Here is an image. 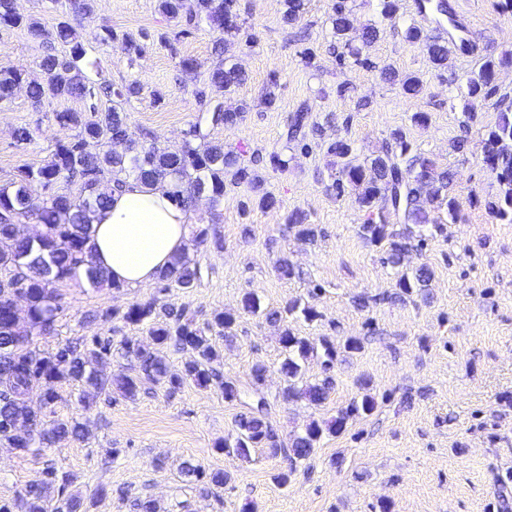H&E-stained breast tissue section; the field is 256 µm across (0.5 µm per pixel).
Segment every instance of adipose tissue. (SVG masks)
I'll use <instances>...</instances> for the list:
<instances>
[{
	"instance_id": "1",
	"label": "adipose tissue",
	"mask_w": 512,
	"mask_h": 512,
	"mask_svg": "<svg viewBox=\"0 0 512 512\" xmlns=\"http://www.w3.org/2000/svg\"><path fill=\"white\" fill-rule=\"evenodd\" d=\"M91 220L95 262L115 283L133 288L157 280L172 257L189 247L196 216L177 205L167 187L131 180Z\"/></svg>"
}]
</instances>
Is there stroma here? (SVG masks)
Instances as JSON below:
<instances>
[{
	"instance_id": "35a3bbf8",
	"label": "stroma",
	"mask_w": 512,
	"mask_h": 512,
	"mask_svg": "<svg viewBox=\"0 0 512 512\" xmlns=\"http://www.w3.org/2000/svg\"><path fill=\"white\" fill-rule=\"evenodd\" d=\"M334 0H307L295 26L283 21L284 0H240L245 34L229 39L216 55L218 37L209 26L173 43L159 33L173 31L156 0H96L95 16L78 30L87 60L99 63L113 82L135 77L144 90L127 106L135 137L150 134L162 149L182 142L206 107L195 89L221 59L238 64L247 80L232 104L246 108L237 125L215 127L225 146L262 155L257 172L264 191L280 201L263 210L245 184L227 185L219 206L201 197L194 210L198 232L209 221L224 238L222 252L194 247L201 267L198 287L158 294L155 283L114 290L84 283L63 287V310L51 333L33 344L50 351L66 341L101 336L139 338L140 329L118 327L106 310L136 300L160 297L183 305L198 320L235 309L245 292L263 306L280 308L298 299L320 314L309 322L291 317L299 336L360 338L363 347L339 353L335 388L318 409L285 402L278 371L283 351L277 331L251 314L241 315L236 337L221 342L227 375L247 381L254 364L268 368L263 390L273 405L271 420L281 436L301 431L311 420L334 416L359 399V382H371L376 410L349 419L344 432L324 436L316 452L299 462L288 484L276 476L283 458L252 449L249 459L218 452L217 441L230 435L239 406L219 390L185 384L176 393L154 386L136 400L105 391L84 408L79 388L62 386L57 417L87 425L90 438L27 453L0 445V500H12L49 465L71 472L66 495L91 500L90 512H130L135 498L156 500L160 512H512V224L498 223L487 207L499 184L484 164V138L505 106L512 104V63L501 65L496 92L466 112V86L486 54L512 56V14L499 0H459V21L470 47L450 55L445 70H435L405 31L435 27L416 18L412 0H398V11L379 21L377 0H349L355 27L380 23L378 39L366 49L368 65L340 61L341 44L331 24ZM142 36L144 50L127 59L101 44L102 26ZM42 49L26 31L0 29V61L19 70L26 82L42 80ZM198 61L187 75L180 61ZM419 78L422 89L405 97L387 82L382 68ZM276 80L277 100L266 106L261 95ZM309 105L306 146L286 143L288 119ZM424 113L425 123L413 116ZM27 126L32 141L20 144L14 133ZM404 131L413 152L438 161L453 174V195L461 223L427 238L405 259L407 267L428 265L433 272L427 300L380 304L363 310L354 295L379 293L395 285L396 271L383 264V247L359 236L361 212L354 194L336 196L331 187L330 143L347 140L357 160L378 150L392 132ZM61 131L53 118H40L27 91L17 87L0 103V186L20 169L38 167L50 156ZM465 139L463 151L451 145ZM287 159L286 169L271 167L270 153ZM301 210L322 230L313 243L284 230L287 213ZM251 237H243V226ZM288 256L297 273L280 277L275 269ZM190 460L230 476L219 495H204L185 485L178 468Z\"/></svg>"
}]
</instances>
